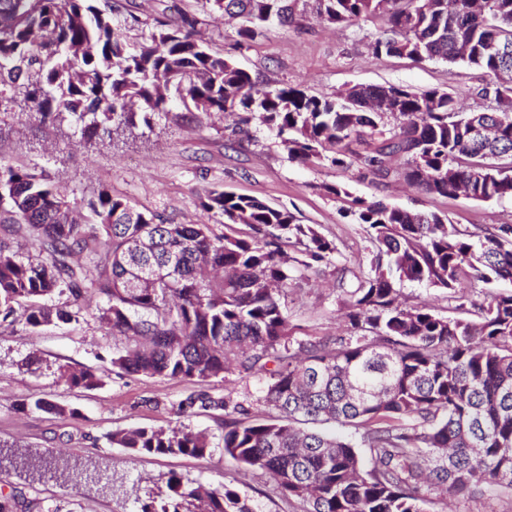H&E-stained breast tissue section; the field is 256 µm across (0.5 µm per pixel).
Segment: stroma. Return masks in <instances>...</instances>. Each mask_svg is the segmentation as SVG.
<instances>
[{
  "instance_id": "obj_1",
  "label": "stroma",
  "mask_w": 512,
  "mask_h": 512,
  "mask_svg": "<svg viewBox=\"0 0 512 512\" xmlns=\"http://www.w3.org/2000/svg\"><path fill=\"white\" fill-rule=\"evenodd\" d=\"M312 0H296L292 23L272 24L254 42L238 45L235 21L221 14L202 15L200 32L214 51L232 57L259 81L288 84L307 94L331 97L347 87L396 85L412 91L437 89L452 96L462 111L491 106L481 94L488 75L479 68L405 57H374L372 39L387 27L378 13L354 25H331L311 10ZM0 154L37 167L83 202L100 189L129 200L138 209L172 224H207L225 234L221 216L203 212L197 194L221 187L285 207L302 223L317 225L335 241L330 265L308 269L288 295V321L297 341H318L342 334L341 292L335 284L343 270L367 268L372 249L362 225L345 217V201L328 197L326 184L346 185L355 197L381 200L414 211L435 212L472 237L496 224H512V198L487 202L464 196L429 195L396 178L380 180L359 167L332 168L289 159L280 139L263 127L249 134L232 131L224 114L187 111L174 105L145 137L100 143L87 149L72 137L68 123L40 126L16 115L0 129ZM403 297L437 313L466 317V308L446 290L404 283ZM114 342L98 321L30 330L23 323L0 325V445L34 455L47 453L81 472V479L56 481L26 471L0 473V498L17 501L13 512H134V499L164 485L169 475L213 487L229 484L257 512H304L297 499H286L266 474L239 467L224 456L225 412L198 407L178 413L179 402L208 393L250 407L252 418L266 420L271 409L255 402L265 381L258 374L234 373L226 381L198 383L163 377L115 373L110 359ZM92 367L101 372L100 388H69L64 368ZM32 395L78 408L75 417L39 411L20 412L19 400ZM184 426L206 432L211 450L203 457L130 455L111 446L106 435L129 427ZM423 512H512V489L483 487L477 493L449 495L423 487Z\"/></svg>"
}]
</instances>
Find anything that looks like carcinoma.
I'll list each match as a JSON object with an SVG mask.
<instances>
[{
  "instance_id": "cac0c4a2",
  "label": "carcinoma",
  "mask_w": 512,
  "mask_h": 512,
  "mask_svg": "<svg viewBox=\"0 0 512 512\" xmlns=\"http://www.w3.org/2000/svg\"><path fill=\"white\" fill-rule=\"evenodd\" d=\"M202 9L240 20L241 41L292 20V0H199ZM330 24L374 13L388 28L371 43L379 58L406 56L464 64L493 77L495 106L461 112L437 89L351 87L317 97L262 84L197 36V15L181 11L143 21L116 20L109 0H0V123L12 106L41 123L71 118L79 143L153 131L174 100L187 111L231 112L239 124L276 133L293 160L391 173L430 195L489 201L512 198V0H315ZM149 35L130 42L128 28ZM490 129L477 142L471 121ZM405 158L392 169L394 157ZM198 206L246 224L257 236H217L207 224H167L106 188L78 202L35 168L0 156V320L37 330L77 323L96 303L105 334L124 339L112 367L145 377L222 381L235 367L268 376L258 402L278 411L248 420L240 403L224 419V455L273 477L305 512H422L421 476L454 493L482 485L512 489V292L475 304L469 321L400 299L403 282L446 289L462 300L473 280L512 281V224L476 241L436 213L354 198L346 215L377 249L347 292L348 334L291 340L287 299L296 267L282 249L301 247L305 268L330 263L336 244L285 207L221 187ZM38 249L31 259L19 240ZM65 297L60 304L42 299ZM71 388L103 385L94 369L61 370ZM23 411L77 416L48 398ZM333 422L364 429L366 464L342 436L300 428ZM131 455L210 452L208 436L182 427H134L108 435ZM20 466L71 479L68 468L17 448H0V471ZM135 512H256L231 486L171 475Z\"/></svg>"
}]
</instances>
